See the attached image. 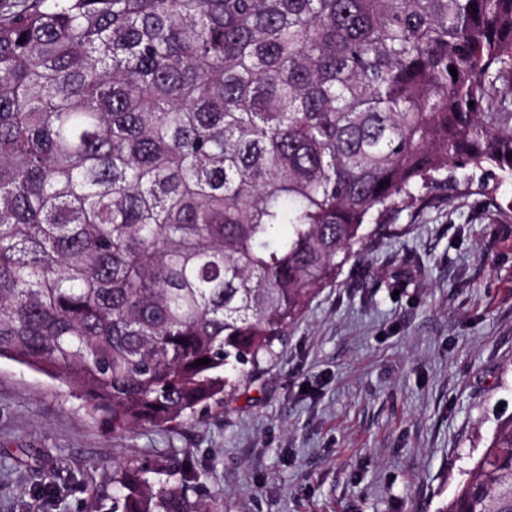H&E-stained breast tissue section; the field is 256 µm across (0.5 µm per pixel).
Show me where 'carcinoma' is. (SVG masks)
Here are the masks:
<instances>
[{"label":"carcinoma","instance_id":"carcinoma-1","mask_svg":"<svg viewBox=\"0 0 512 512\" xmlns=\"http://www.w3.org/2000/svg\"><path fill=\"white\" fill-rule=\"evenodd\" d=\"M511 75L512 0L0 12V358L116 435L222 405L364 225L450 168L512 174V112L485 111ZM148 474L113 466L112 512H217L193 470ZM438 512H512V415Z\"/></svg>","mask_w":512,"mask_h":512}]
</instances>
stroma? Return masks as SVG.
Segmentation results:
<instances>
[{"instance_id":"1","label":"stroma","mask_w":512,"mask_h":512,"mask_svg":"<svg viewBox=\"0 0 512 512\" xmlns=\"http://www.w3.org/2000/svg\"><path fill=\"white\" fill-rule=\"evenodd\" d=\"M490 178L449 170L222 406L173 427L113 435L78 390L0 358V512H112L116 461L164 482L191 465L224 512H437L512 413V177L481 193Z\"/></svg>"}]
</instances>
